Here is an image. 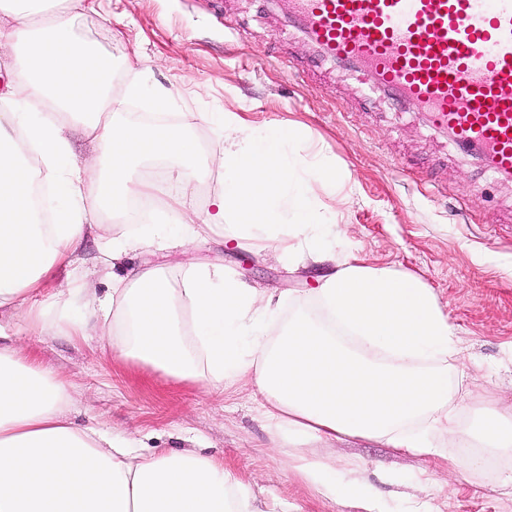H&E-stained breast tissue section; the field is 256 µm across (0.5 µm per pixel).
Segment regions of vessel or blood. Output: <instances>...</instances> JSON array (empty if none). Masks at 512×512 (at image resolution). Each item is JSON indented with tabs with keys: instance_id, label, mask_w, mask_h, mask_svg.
I'll return each instance as SVG.
<instances>
[{
	"instance_id": "vessel-or-blood-1",
	"label": "vessel or blood",
	"mask_w": 512,
	"mask_h": 512,
	"mask_svg": "<svg viewBox=\"0 0 512 512\" xmlns=\"http://www.w3.org/2000/svg\"><path fill=\"white\" fill-rule=\"evenodd\" d=\"M322 56L369 74L512 179V0H278Z\"/></svg>"
}]
</instances>
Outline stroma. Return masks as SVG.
Returning <instances> with one entry per match:
<instances>
[{"instance_id": "stroma-1", "label": "stroma", "mask_w": 512, "mask_h": 512, "mask_svg": "<svg viewBox=\"0 0 512 512\" xmlns=\"http://www.w3.org/2000/svg\"><path fill=\"white\" fill-rule=\"evenodd\" d=\"M74 28L118 67L112 95L120 119L148 117L130 83L148 76L168 96L160 121L185 126L207 158L224 153V132L204 112L235 113L242 125L266 133L293 126L314 159H327L345 177L332 192L314 186L324 215H339L335 233L352 231V246L371 266H390L433 288L466 347V394L455 408L464 426L486 409L512 406V181L495 179L476 160L432 132L413 104L397 103L353 69L321 60L275 0H94L74 9ZM224 172L206 181L169 186L187 208L204 210L220 192ZM438 184L443 193L429 196ZM100 242L88 238L72 265L55 267L42 284L50 295L77 275L109 293L121 267L101 263ZM136 262L162 268L179 287L186 267L223 262L241 279L306 304L315 287L311 267L228 251L214 238L190 251L148 247ZM0 332L24 353L64 375L74 398L72 418L135 439L143 448L192 449L223 457L258 502L285 512H358L344 499L323 497L268 451L261 399L248 385L210 391L120 358L101 337H29L22 315L0 318ZM337 467L353 465L378 490L388 512H404L409 497L433 512H512L502 484L512 458L448 480L449 460L467 461L466 448L446 457L402 455L362 439L337 443Z\"/></svg>"}]
</instances>
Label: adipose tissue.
I'll list each match as a JSON object with an SVG mask.
<instances>
[{
	"instance_id": "ef3b65f1",
	"label": "adipose tissue",
	"mask_w": 512,
	"mask_h": 512,
	"mask_svg": "<svg viewBox=\"0 0 512 512\" xmlns=\"http://www.w3.org/2000/svg\"><path fill=\"white\" fill-rule=\"evenodd\" d=\"M83 0H0V51L12 79L0 101L39 103V118L0 111V313L24 311L38 336L100 332L120 357L164 375L222 389L250 384L262 399L271 447L290 449L301 478L323 496L385 512L376 488L340 471L326 450L359 438L419 456L437 457L445 443L472 448L452 475L483 468L512 451V426L492 411L484 430L463 428L448 383L449 363L464 348L426 283L391 267L369 266L348 247H323L322 215L310 181L341 189L332 163L311 166L296 152L297 134L279 128L256 136L233 113L207 114L237 138L218 161L224 188L208 209L187 213L167 203L169 222L151 234L111 235L105 216L126 214L158 191L134 178L131 162H168L169 179L189 183L207 172L186 130L161 122L118 119L111 57L79 39L72 8ZM95 143L92 160L71 154L70 134ZM41 160L18 158L20 144ZM48 181L60 208L43 224L45 202L34 188ZM98 234L105 260L144 245L184 248L223 236L258 255L320 268L313 304L281 335L266 326L283 299L241 280L229 265H193L181 287L160 268L141 265L104 297L72 281L49 296L41 284L72 263L87 233ZM67 382L0 345V512H264L223 459L196 452H146L134 441L69 419Z\"/></svg>"
}]
</instances>
